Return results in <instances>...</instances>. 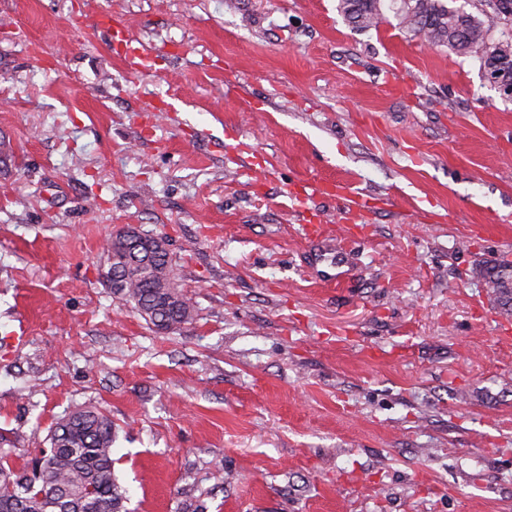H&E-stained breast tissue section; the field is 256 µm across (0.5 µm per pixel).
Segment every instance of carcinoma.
<instances>
[{"label": "carcinoma", "instance_id": "carcinoma-1", "mask_svg": "<svg viewBox=\"0 0 512 512\" xmlns=\"http://www.w3.org/2000/svg\"><path fill=\"white\" fill-rule=\"evenodd\" d=\"M338 10L357 29H377L394 13L398 26L423 43L447 46L485 65L498 53L512 71V0H488L474 15L457 0H339ZM104 284L156 331L172 332L197 317L195 302L182 288L170 252L145 258L134 238L119 231L106 242ZM496 300L512 311V262L489 274ZM116 434L112 417L94 406H78L50 430L49 447L18 464L0 457V512H128V489L114 473Z\"/></svg>", "mask_w": 512, "mask_h": 512}]
</instances>
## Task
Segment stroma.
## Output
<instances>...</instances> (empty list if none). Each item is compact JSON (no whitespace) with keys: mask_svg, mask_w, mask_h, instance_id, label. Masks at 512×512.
I'll return each mask as SVG.
<instances>
[{"mask_svg":"<svg viewBox=\"0 0 512 512\" xmlns=\"http://www.w3.org/2000/svg\"><path fill=\"white\" fill-rule=\"evenodd\" d=\"M337 5L0 0V452L92 405L130 512H512V313L482 276L512 259V98ZM299 192L354 226L343 284L304 267ZM126 224L167 238L194 322L105 287Z\"/></svg>","mask_w":512,"mask_h":512,"instance_id":"stroma-1","label":"stroma"}]
</instances>
